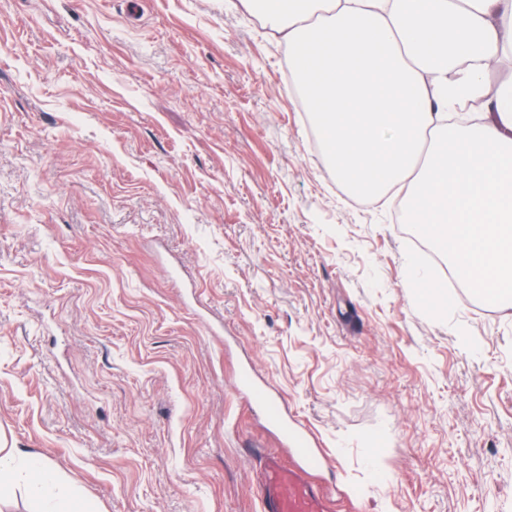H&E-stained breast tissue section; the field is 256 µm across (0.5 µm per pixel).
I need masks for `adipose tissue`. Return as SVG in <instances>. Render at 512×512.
I'll return each mask as SVG.
<instances>
[{"label":"adipose tissue","instance_id":"1","mask_svg":"<svg viewBox=\"0 0 512 512\" xmlns=\"http://www.w3.org/2000/svg\"><path fill=\"white\" fill-rule=\"evenodd\" d=\"M288 44L337 178L359 193L403 191L420 234L448 244L461 287L512 299V80L491 84L512 50V0H240ZM481 121L450 124L461 98ZM52 504L50 465L0 449V500L20 477Z\"/></svg>","mask_w":512,"mask_h":512}]
</instances>
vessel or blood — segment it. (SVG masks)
I'll return each mask as SVG.
<instances>
[{
    "instance_id": "vessel-or-blood-1",
    "label": "vessel or blood",
    "mask_w": 512,
    "mask_h": 512,
    "mask_svg": "<svg viewBox=\"0 0 512 512\" xmlns=\"http://www.w3.org/2000/svg\"><path fill=\"white\" fill-rule=\"evenodd\" d=\"M236 387L246 395L252 407L258 408L278 427L294 459L293 465L287 467L277 455L264 458L261 512H333V486L313 478L314 473L323 472L327 466L323 453L313 448L306 432L289 424L281 400L267 384L243 371L237 377Z\"/></svg>"
}]
</instances>
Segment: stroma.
Here are the masks:
<instances>
[{"mask_svg":"<svg viewBox=\"0 0 512 512\" xmlns=\"http://www.w3.org/2000/svg\"><path fill=\"white\" fill-rule=\"evenodd\" d=\"M239 0H0V448L94 512H260L277 433L339 512H512V304L352 195ZM236 387L252 407L278 427L295 462L286 467L277 455L264 458L261 512H333L335 488L313 479L314 472L322 473L327 466L323 453L312 448L306 432L288 424L281 400L267 384L257 381L248 371H241Z\"/></svg>","mask_w":512,"mask_h":512,"instance_id":"stroma-1","label":"stroma"}]
</instances>
